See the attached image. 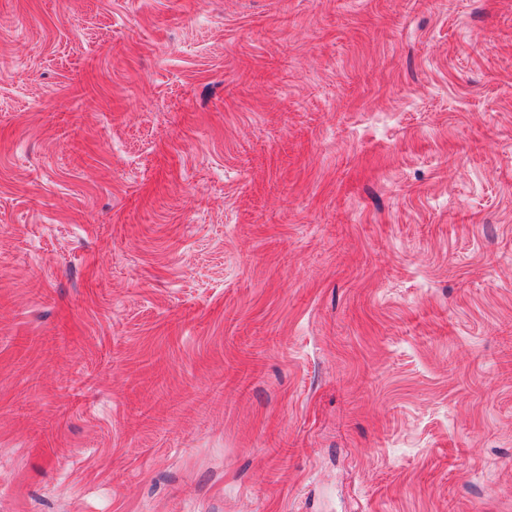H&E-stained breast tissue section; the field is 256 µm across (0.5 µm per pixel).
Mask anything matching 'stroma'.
I'll return each instance as SVG.
<instances>
[{"label":"stroma","mask_w":512,"mask_h":512,"mask_svg":"<svg viewBox=\"0 0 512 512\" xmlns=\"http://www.w3.org/2000/svg\"><path fill=\"white\" fill-rule=\"evenodd\" d=\"M0 512H512V0H0Z\"/></svg>","instance_id":"1"}]
</instances>
